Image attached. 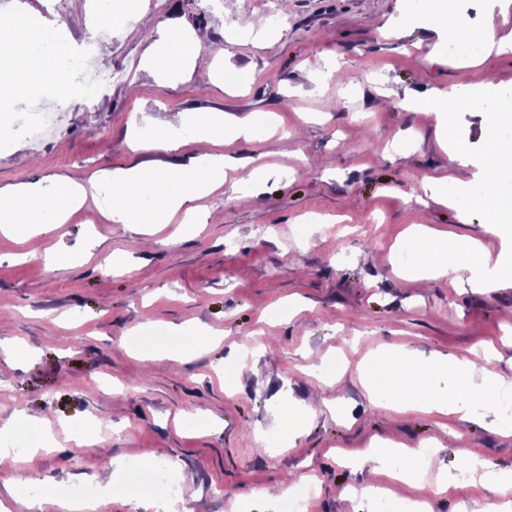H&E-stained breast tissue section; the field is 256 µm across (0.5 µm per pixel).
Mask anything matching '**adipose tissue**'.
<instances>
[{
  "instance_id": "obj_1",
  "label": "adipose tissue",
  "mask_w": 512,
  "mask_h": 512,
  "mask_svg": "<svg viewBox=\"0 0 512 512\" xmlns=\"http://www.w3.org/2000/svg\"><path fill=\"white\" fill-rule=\"evenodd\" d=\"M481 7V21L466 25L457 18L456 0H441L437 27L441 41L452 45L465 37L489 52L512 51V32H502L496 22L497 15L512 9V0H482ZM45 38V27L28 26L19 17L0 22V103L38 96L49 86L65 91L79 88L77 73L56 63L58 56L72 54L75 44L58 40L48 49L44 46ZM207 65L198 36H185L166 25L160 29L154 48L143 61L144 70L165 84L179 82ZM190 120L192 131L187 134L171 128L162 117H154L151 134L145 136L133 131L131 143L137 149L170 151L192 142L198 153L191 164L116 168L107 175L98 172L82 180L64 179L55 190L40 180L0 187V232L11 233L18 224L48 232L86 202L100 203L101 187L105 184L112 188V202L104 210L110 223L135 224L148 229L170 223L178 215L184 222H198L203 217L198 202L223 186L225 168H245L249 180L259 179V171L249 169L247 160L227 157L216 150L225 134L249 136L256 119L227 118L220 112L196 110ZM497 128L493 121L484 126L478 171H471L470 155L460 148L456 151V161L461 177L452 183L444 177H426L421 181L424 189L443 197L451 196L463 219L469 213L467 199L472 187L481 185L479 205L491 217L485 230L494 235L501 225L512 222V195L506 194L498 181L504 160L512 157V139L499 137ZM413 246L431 276L459 281L471 269L458 249L448 247L446 239L435 237L427 230L415 233ZM450 361L447 355L425 360L406 350L377 355L363 365L374 382L369 399L378 407L449 413L462 422L472 419L476 407H497L507 384L491 371L482 356L464 360L462 364L467 376L481 380L472 394L442 400L431 396L424 385L425 379L447 370Z\"/></svg>"
}]
</instances>
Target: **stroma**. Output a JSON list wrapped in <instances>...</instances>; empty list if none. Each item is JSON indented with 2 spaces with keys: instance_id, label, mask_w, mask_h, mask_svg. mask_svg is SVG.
<instances>
[{
  "instance_id": "1",
  "label": "stroma",
  "mask_w": 512,
  "mask_h": 512,
  "mask_svg": "<svg viewBox=\"0 0 512 512\" xmlns=\"http://www.w3.org/2000/svg\"><path fill=\"white\" fill-rule=\"evenodd\" d=\"M280 21H269L270 12ZM397 0H136L97 48L112 61L103 93L108 108L66 94L55 134L29 142L16 129L26 102L12 104L14 126L0 139V187L21 181L86 178L141 163L189 164L191 148L141 151L132 130L165 110L174 125L188 111L238 118L276 113L250 139L226 137L224 155L265 171L247 185L248 204L226 173L207 199L204 224L173 220L142 231L82 209L48 235L26 225L0 233V337L24 355L0 360V427L17 412L35 416L52 441L30 455L24 492L78 481L110 485L107 512H129L120 490L127 472L102 466L131 449L176 462L193 476L188 512H284V484L314 486L309 512H380L362 487L395 486L361 458L371 441L432 446L426 482L398 487L397 502L422 500L427 512H493L498 494L479 478L465 482L464 453L512 475V431L498 412L472 421L371 408L367 355L397 348L457 359L489 352L491 367L512 382V282L486 291L472 283L424 279L410 234L425 226L453 231L452 247L479 240L512 268V236L468 222L426 195L423 176L457 177L454 155L438 140L432 94L475 81L473 70L430 63L447 54L432 24L416 18L382 33ZM206 34L204 46L242 87L225 91L193 73L162 85L141 68L162 23ZM368 75L361 85L338 73ZM208 337L199 352L131 349L130 337L153 327ZM348 364L333 378L322 366ZM235 369L225 381L223 369ZM307 413L295 447H264L284 437L288 415ZM95 422L85 457L73 430ZM454 479L435 492L441 476ZM352 487L354 495L340 491Z\"/></svg>"
}]
</instances>
